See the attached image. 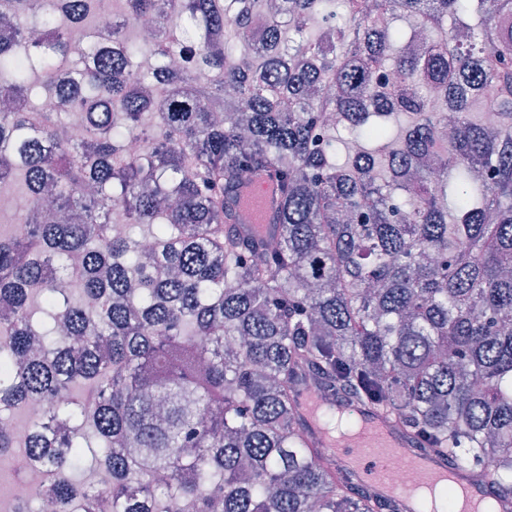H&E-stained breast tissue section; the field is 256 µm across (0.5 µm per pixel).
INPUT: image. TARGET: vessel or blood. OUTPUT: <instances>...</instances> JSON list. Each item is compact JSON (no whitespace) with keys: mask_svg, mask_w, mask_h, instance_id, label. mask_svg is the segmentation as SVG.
Segmentation results:
<instances>
[{"mask_svg":"<svg viewBox=\"0 0 512 512\" xmlns=\"http://www.w3.org/2000/svg\"><path fill=\"white\" fill-rule=\"evenodd\" d=\"M278 207L274 182L266 176L253 177L239 190L242 233L271 234ZM336 455L346 459L361 484L373 491L389 488L391 497L404 505L415 502L417 488H452L457 497L455 512H483L474 491L491 492L490 482H476L468 474L454 471L446 457L426 454L385 413L365 406L357 413V428L344 440L332 442ZM407 470L408 484L394 486L391 473L396 467Z\"/></svg>","mask_w":512,"mask_h":512,"instance_id":"1","label":"vessel or blood"}]
</instances>
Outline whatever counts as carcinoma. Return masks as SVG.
<instances>
[{"instance_id":"1","label":"carcinoma","mask_w":512,"mask_h":512,"mask_svg":"<svg viewBox=\"0 0 512 512\" xmlns=\"http://www.w3.org/2000/svg\"><path fill=\"white\" fill-rule=\"evenodd\" d=\"M102 2H66L101 13L78 55L60 0L0 13V184L49 199L0 232V457L42 465L40 509L400 512L303 423L310 376L512 500V0ZM285 18L314 34L285 47ZM144 19L154 39L125 41ZM63 76L76 140L67 112L30 116ZM245 172L275 180L271 236L235 230ZM35 403L20 442L1 413ZM89 457L110 493L76 478Z\"/></svg>"}]
</instances>
